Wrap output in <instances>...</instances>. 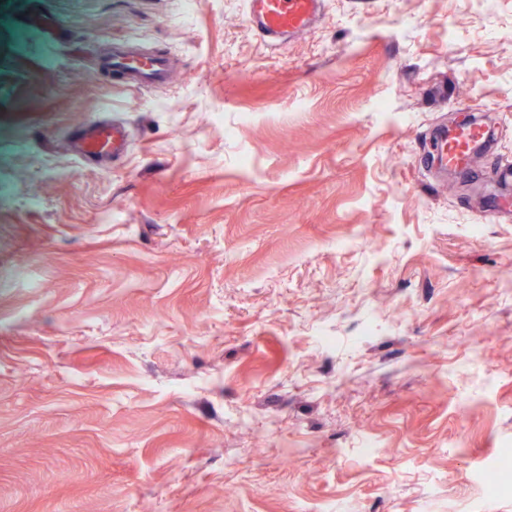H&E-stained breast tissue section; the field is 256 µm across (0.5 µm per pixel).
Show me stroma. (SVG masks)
<instances>
[{"label":"stroma","mask_w":512,"mask_h":512,"mask_svg":"<svg viewBox=\"0 0 512 512\" xmlns=\"http://www.w3.org/2000/svg\"><path fill=\"white\" fill-rule=\"evenodd\" d=\"M0 0V512H512V0ZM168 55V86L103 67ZM494 130L430 170L466 104ZM131 132L102 168L78 124ZM262 446H255V437ZM373 455H364L363 441ZM246 19L271 48L286 37L309 30L322 12L324 0H247Z\"/></svg>","instance_id":"stroma-1"}]
</instances>
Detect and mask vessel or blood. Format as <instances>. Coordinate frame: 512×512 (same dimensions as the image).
<instances>
[{
  "instance_id": "vessel-or-blood-1",
  "label": "vessel or blood",
  "mask_w": 512,
  "mask_h": 512,
  "mask_svg": "<svg viewBox=\"0 0 512 512\" xmlns=\"http://www.w3.org/2000/svg\"><path fill=\"white\" fill-rule=\"evenodd\" d=\"M324 0H247L246 19L269 47H279L286 37L309 30L319 18ZM105 65L120 75L126 86L151 88L165 85L172 78L167 57L154 53L132 52L114 48ZM483 126L470 123L459 126L456 133L447 128L436 129L433 136L431 165L440 170L464 173L471 168V145L483 139ZM75 154L85 160L102 162L120 158L129 148L125 126L109 120L80 125L72 132Z\"/></svg>"
}]
</instances>
